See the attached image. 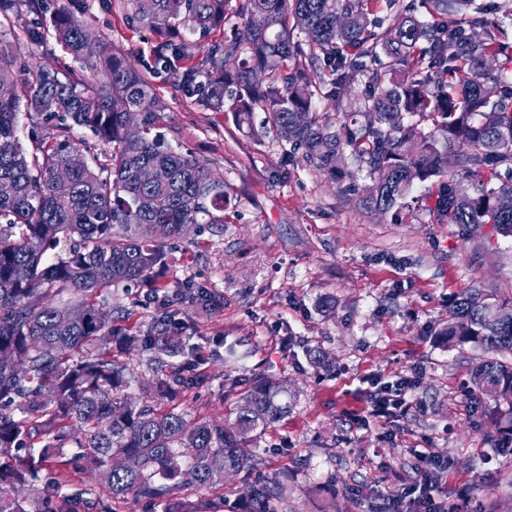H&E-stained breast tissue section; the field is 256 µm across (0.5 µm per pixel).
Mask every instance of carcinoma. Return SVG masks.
Returning <instances> with one entry per match:
<instances>
[{
	"label": "carcinoma",
	"mask_w": 512,
	"mask_h": 512,
	"mask_svg": "<svg viewBox=\"0 0 512 512\" xmlns=\"http://www.w3.org/2000/svg\"><path fill=\"white\" fill-rule=\"evenodd\" d=\"M131 21L160 39L164 67L195 57V49L233 14L237 37L207 48L186 69L183 84L214 112L234 114L254 130L302 151L330 179L344 148L366 166L371 183L363 206L402 218L414 182L437 180L429 209L438 224L466 232L490 224L512 236V192L490 188L485 173L512 179V45L491 32L475 0H420L426 21L403 0H125ZM390 12L384 23L377 13ZM51 12L43 31L20 24L23 13ZM22 27L30 39L50 37L79 69L31 68L4 32ZM197 36L190 41L185 33ZM305 37L308 51L300 49ZM91 76H85V72ZM330 87L336 101L361 89L364 122L342 137L321 120L315 100ZM166 105L150 82L105 35L66 5L0 0V512H78L84 504L110 512L91 489L63 491L53 478L37 499L23 494L51 467L66 466L77 449L112 497L131 494L162 512L206 511L179 497L188 486H224V477L253 457L250 443L288 413V403L260 374L228 424L198 420L139 403L126 394L128 365L112 354V311L101 291L151 282L167 265L165 245L188 225L222 224L224 178L191 154L172 150L159 132ZM41 117L45 132L32 150L18 135L22 113ZM410 114L430 119L452 145L443 151ZM85 128L110 151L100 162L70 142ZM475 192L457 186L455 173ZM27 277L18 280L14 270ZM69 295L63 302L60 297ZM189 322L164 308L150 334L127 336L163 364L183 352ZM437 338L485 354L473 389L493 403L488 437L512 448V297L463 289L448 303ZM189 380L176 367L154 380L165 393ZM51 441L34 455L43 432ZM288 476L253 490L240 512H273L271 500Z\"/></svg>",
	"instance_id": "1"
}]
</instances>
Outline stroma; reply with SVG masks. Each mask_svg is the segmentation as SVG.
<instances>
[{
    "label": "stroma",
    "mask_w": 512,
    "mask_h": 512,
    "mask_svg": "<svg viewBox=\"0 0 512 512\" xmlns=\"http://www.w3.org/2000/svg\"><path fill=\"white\" fill-rule=\"evenodd\" d=\"M75 15L115 46L166 104L168 142L223 177L230 205L213 229L189 228L168 246L162 272L171 286L206 288L215 303L142 285L113 292L132 331L149 333L161 306L191 324L201 382L153 398L158 374L148 351L112 349L137 379L138 401L215 423L232 421L253 372L287 393L288 413L252 444L258 468L228 475L220 489L188 488L190 501L245 502L253 485L287 473L274 512H381L385 496L413 484L415 452L448 463L439 497L462 512H512V453L495 451L484 421L492 410L470 392L482 359L471 346L448 347L434 333L448 324V299L465 288L512 294V237L484 224L462 232L437 224L428 207L435 182L415 184L407 217L365 210L370 179L343 161L356 191L319 173L289 144L241 130L232 114L200 105L182 88L186 62L157 64L156 37L129 21L122 0H72ZM333 299V312L321 309ZM417 373L412 408L398 421L362 424L364 376L390 381Z\"/></svg>",
    "instance_id": "stroma-1"
}]
</instances>
